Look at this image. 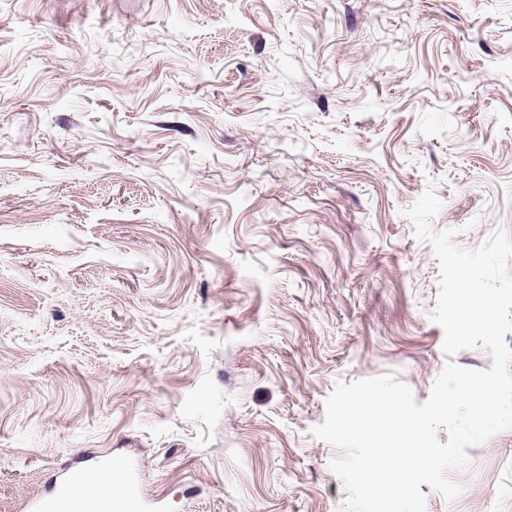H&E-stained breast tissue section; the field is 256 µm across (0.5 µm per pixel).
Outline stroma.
<instances>
[{"label": "stroma", "instance_id": "obj_1", "mask_svg": "<svg viewBox=\"0 0 512 512\" xmlns=\"http://www.w3.org/2000/svg\"><path fill=\"white\" fill-rule=\"evenodd\" d=\"M512 237V0H0V512L131 465L162 512H344L337 382L428 399L405 211ZM426 512H512V429Z\"/></svg>", "mask_w": 512, "mask_h": 512}]
</instances>
